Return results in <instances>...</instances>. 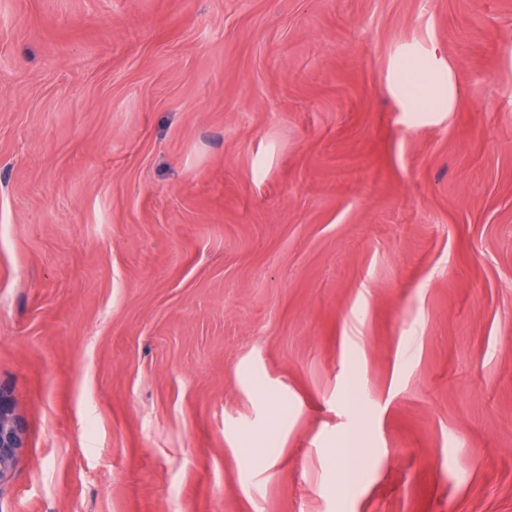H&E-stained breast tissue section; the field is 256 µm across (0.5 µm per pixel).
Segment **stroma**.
Masks as SVG:
<instances>
[{"instance_id":"obj_1","label":"stroma","mask_w":512,"mask_h":512,"mask_svg":"<svg viewBox=\"0 0 512 512\" xmlns=\"http://www.w3.org/2000/svg\"><path fill=\"white\" fill-rule=\"evenodd\" d=\"M0 396V512H512V0H0ZM23 434L20 421L7 410L0 396V482L7 479L20 448H23ZM346 447L338 457L337 469L340 475L337 490L341 493L354 487L361 479L363 474L362 463L371 452L367 448L363 430L359 429L346 439Z\"/></svg>"}]
</instances>
